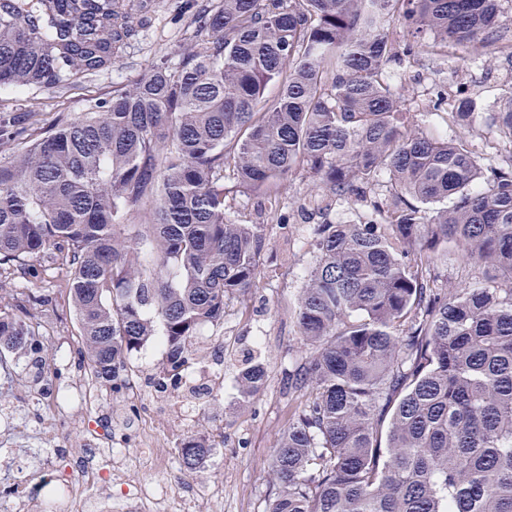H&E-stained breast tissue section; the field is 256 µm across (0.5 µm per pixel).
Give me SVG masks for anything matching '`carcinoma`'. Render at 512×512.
Returning <instances> with one entry per match:
<instances>
[{"instance_id":"1","label":"carcinoma","mask_w":512,"mask_h":512,"mask_svg":"<svg viewBox=\"0 0 512 512\" xmlns=\"http://www.w3.org/2000/svg\"><path fill=\"white\" fill-rule=\"evenodd\" d=\"M152 0H0V85L53 88L112 69ZM179 62L33 137L0 122V303L5 353L44 380L38 328L62 277L80 363L114 382L152 336L158 389L190 367L192 340L224 324L260 275L261 224L231 193L304 172L367 201L380 224H320L296 324L301 399L268 469L267 512H512V163L466 138L411 130L389 64L431 39L512 50L500 0H185ZM476 100L453 123L471 128ZM512 146V105L489 115ZM451 200L452 207L441 203ZM494 288H438L448 243ZM150 250L153 263L146 262ZM264 378L238 374L243 398ZM212 449L191 439L190 474Z\"/></svg>"}]
</instances>
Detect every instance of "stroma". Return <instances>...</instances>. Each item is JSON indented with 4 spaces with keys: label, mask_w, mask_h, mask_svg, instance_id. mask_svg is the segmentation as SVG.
I'll list each match as a JSON object with an SVG mask.
<instances>
[{
    "label": "stroma",
    "mask_w": 512,
    "mask_h": 512,
    "mask_svg": "<svg viewBox=\"0 0 512 512\" xmlns=\"http://www.w3.org/2000/svg\"><path fill=\"white\" fill-rule=\"evenodd\" d=\"M184 0H155L147 24L127 45L112 70L82 78L67 88L0 86V117L18 112H35L36 127L52 124L57 116H75L91 111L96 101L111 98L147 73L160 60L176 64V51L193 29L183 15ZM397 86L407 100L410 126L432 136H455L457 127L450 114L459 93L477 99L482 116L507 106L505 94L512 90V58L475 55L472 49L456 47L431 52L416 49L394 65ZM441 109H434L437 97ZM475 119L469 133L473 152L484 159L500 161L512 156V147ZM229 217L239 224H260L269 245L261 258L260 276L242 300L232 301L220 327L204 326L194 341L208 368L223 373L220 392L197 395L193 384L165 396L145 395L141 409L154 415L156 454L177 460L180 441L168 423L181 402L196 407L188 428L190 437L214 448L203 467L189 481L200 496L221 489L213 500L216 512H265L271 492L267 464L288 418L299 399L289 376L302 351L294 311L308 268L313 262L317 227L323 222L357 224L368 221L370 211L363 203L314 191L308 180L296 176L264 194L241 193L228 202ZM56 319L48 323L50 336L42 356L51 387H69L78 353V325L72 309L58 302ZM261 361L266 375L260 391L243 401L237 383L243 363ZM97 405L101 424L127 434L126 442L113 449V460L123 471V483L98 486L97 494L123 498L130 482L151 481L140 469L138 448L130 441L136 427L135 411L124 392L101 386ZM63 429L65 461L104 464V451L87 446L82 424L87 419L83 406H70Z\"/></svg>",
    "instance_id": "stroma-1"
}]
</instances>
